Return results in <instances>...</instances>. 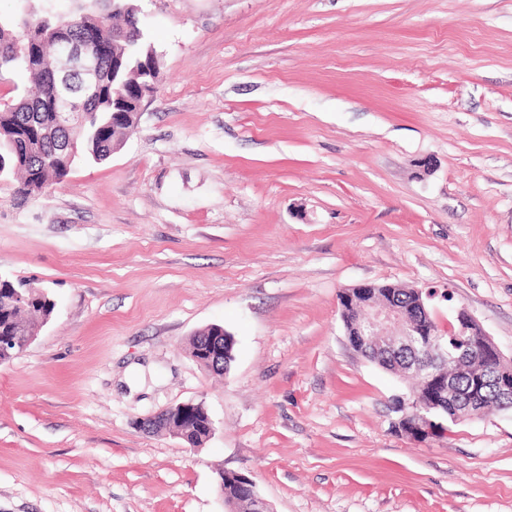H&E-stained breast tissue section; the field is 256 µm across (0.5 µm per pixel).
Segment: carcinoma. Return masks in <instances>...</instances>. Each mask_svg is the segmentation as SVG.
Segmentation results:
<instances>
[{
	"label": "carcinoma",
	"mask_w": 512,
	"mask_h": 512,
	"mask_svg": "<svg viewBox=\"0 0 512 512\" xmlns=\"http://www.w3.org/2000/svg\"><path fill=\"white\" fill-rule=\"evenodd\" d=\"M139 14V0H74L66 13L48 8L37 12L30 7L12 21H0V78L22 72L36 88L0 104V174L19 176L18 194L27 197L63 182L80 161L107 160L133 130L141 99L156 94L161 77V57ZM54 29L84 41L86 53L97 60L96 78L83 88L85 114L65 126L57 125L53 116L59 92L52 80ZM16 293L26 298L25 306L14 303ZM371 293L398 307L411 330L431 317L427 307L417 304L423 295L413 287L376 283ZM54 310L55 302L46 291L0 280V336H35L32 314L46 322ZM339 313L349 337L365 328L364 303L349 306L341 300ZM217 334L216 325L195 332L189 341L191 355L198 356L204 340ZM419 357V352L395 353L374 347L367 354L379 367L413 381L406 394L412 404L422 402L433 384L448 382L447 363L431 361L423 367ZM204 411L203 406L180 411L171 416L169 425L185 441L193 442L204 432ZM461 411L446 400L434 408L436 418L447 426L462 419ZM224 498L233 502L235 512H255L257 493L239 479H224Z\"/></svg>",
	"instance_id": "obj_1"
}]
</instances>
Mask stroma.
<instances>
[{
  "mask_svg": "<svg viewBox=\"0 0 512 512\" xmlns=\"http://www.w3.org/2000/svg\"><path fill=\"white\" fill-rule=\"evenodd\" d=\"M141 6L162 81L123 148L0 177V276L56 303L0 364V512H224L223 472L273 512H512V412L393 432L408 385L338 308L409 285L512 355V0ZM188 402L199 447L136 426Z\"/></svg>",
  "mask_w": 512,
  "mask_h": 512,
  "instance_id": "1",
  "label": "stroma"
}]
</instances>
